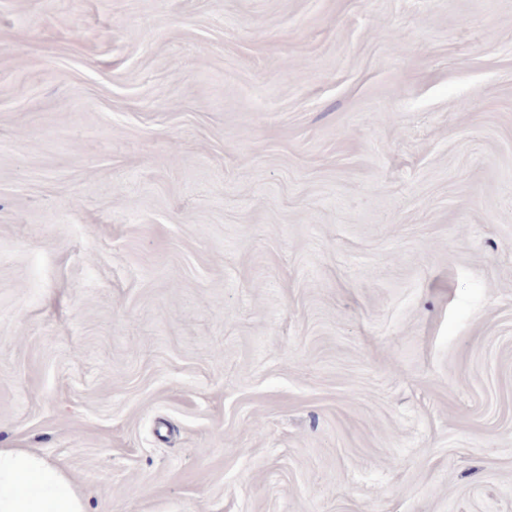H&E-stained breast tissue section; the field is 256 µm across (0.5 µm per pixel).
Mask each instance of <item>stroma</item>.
Segmentation results:
<instances>
[{"label": "stroma", "mask_w": 512, "mask_h": 512, "mask_svg": "<svg viewBox=\"0 0 512 512\" xmlns=\"http://www.w3.org/2000/svg\"><path fill=\"white\" fill-rule=\"evenodd\" d=\"M0 448L512 512V0H0Z\"/></svg>", "instance_id": "obj_1"}]
</instances>
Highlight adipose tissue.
Here are the masks:
<instances>
[{
  "instance_id": "ef3b65f1",
  "label": "adipose tissue",
  "mask_w": 512,
  "mask_h": 512,
  "mask_svg": "<svg viewBox=\"0 0 512 512\" xmlns=\"http://www.w3.org/2000/svg\"><path fill=\"white\" fill-rule=\"evenodd\" d=\"M0 512H87L67 472L31 448H0Z\"/></svg>"
}]
</instances>
